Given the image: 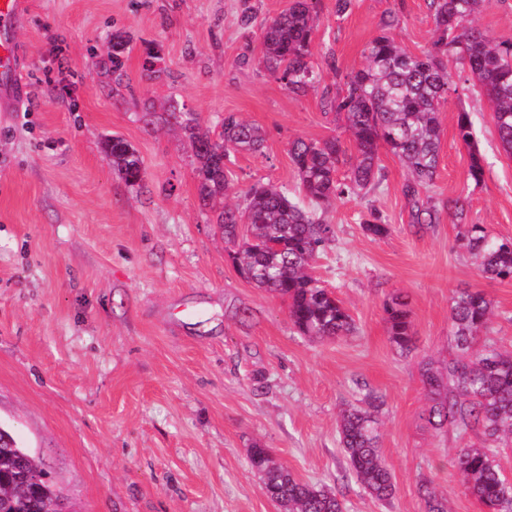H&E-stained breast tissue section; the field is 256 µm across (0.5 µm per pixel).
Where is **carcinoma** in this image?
<instances>
[{"mask_svg":"<svg viewBox=\"0 0 512 512\" xmlns=\"http://www.w3.org/2000/svg\"><path fill=\"white\" fill-rule=\"evenodd\" d=\"M486 0H428L436 39L419 54L398 46L385 28L363 50L362 68L344 77L343 88L324 93L325 107L345 117L354 138L348 149L337 137L322 140L297 138L289 154L310 206L295 202L288 191L257 183L244 192L243 203L224 205L215 223L224 238L238 246L232 259L248 282L287 301L288 317L305 336L323 340L344 336L354 329L349 310L333 292L310 273L318 252L332 237L324 218L327 207L343 197H365L382 181L379 151L388 149L407 168L401 193L411 210L412 223L423 227L440 223L442 207L430 189L439 166V114L448 96L458 93L448 61L461 66L475 80L493 106L492 119L503 150L512 155V42H496L474 24ZM319 0H289L278 15L259 29L263 63L289 93L299 96L316 89L321 73L310 62ZM128 49L117 33L112 43V74L123 76ZM161 57L148 47L142 69L150 78L164 72ZM190 140L196 160L197 191L210 205L224 198L228 188L224 160L236 152H256L264 142L263 130L229 113L220 129L200 125L190 112L174 115ZM457 139L469 150L468 177L479 184L484 177L481 155L474 144L470 115H457ZM106 156L125 180L134 185L143 178L137 150L121 138L105 143ZM349 165L339 178L340 167ZM448 215L463 227L462 237L481 257L480 274L486 279L512 280V239L492 236L482 224H470L466 201L451 199ZM372 237L390 231L379 211L363 219ZM492 301L479 289H463L452 298L450 324L460 358L448 362L444 374L425 373L430 404L425 419L436 430L455 427L480 430L497 440L512 437V355L480 342L492 316ZM391 341L402 351L412 343L409 312L397 299L386 304ZM366 407L345 411L340 422V443L356 480L376 500L393 499L396 485L379 448L380 434L374 411L379 397L369 393ZM0 446V512H57L59 495L50 479L32 482L40 471L28 450L7 431ZM498 448H461L455 464L463 475L464 491L477 499L485 512H512V481L498 463ZM251 464L262 475L266 496L282 512H344L336 494L297 479L278 464L270 450L251 448ZM426 512H444L442 502L425 483L419 486Z\"/></svg>","mask_w":512,"mask_h":512,"instance_id":"1","label":"carcinoma"}]
</instances>
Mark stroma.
Here are the masks:
<instances>
[{"mask_svg": "<svg viewBox=\"0 0 512 512\" xmlns=\"http://www.w3.org/2000/svg\"><path fill=\"white\" fill-rule=\"evenodd\" d=\"M14 30L23 52V97L0 112V427L39 460L66 512H278L249 464L272 449L300 479L343 500L345 512H425L429 481L446 512H482L465 494L458 449L483 433L433 429L423 367L443 370L457 348L451 299L465 288L494 303L489 340L512 351V281L489 280L450 218L409 222L400 193L407 170L381 151L384 175L366 198L338 199L333 237L313 274L348 308L350 335H302L286 303L235 270L229 246L197 192L192 147L167 117L224 114L266 131L260 152L233 154L228 204L253 183L302 198L290 160L298 137L351 142L342 115L321 94L294 96L259 65V28L239 24L240 0H28ZM410 52L428 48L425 0H354L337 15L321 0L311 61L337 90L364 63L388 15ZM131 52L112 75V36ZM165 74L148 78L146 47ZM441 119L436 202L463 197L467 220L512 238V155L489 107L459 69ZM469 112L484 180L468 177L456 137ZM119 136L137 150L145 177L129 185L104 152ZM391 226L372 238L369 208ZM407 304L412 346L390 340L384 307ZM379 396L381 449L397 485L373 499L348 472L339 442L343 410Z\"/></svg>", "mask_w": 512, "mask_h": 512, "instance_id": "35a3bbf8", "label": "stroma"}]
</instances>
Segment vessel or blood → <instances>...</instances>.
<instances>
[{"label":"vessel or blood","instance_id":"obj_1","mask_svg":"<svg viewBox=\"0 0 512 512\" xmlns=\"http://www.w3.org/2000/svg\"><path fill=\"white\" fill-rule=\"evenodd\" d=\"M27 10V0H0V112L12 111L22 92L17 76L23 56L8 33L19 24Z\"/></svg>","mask_w":512,"mask_h":512}]
</instances>
